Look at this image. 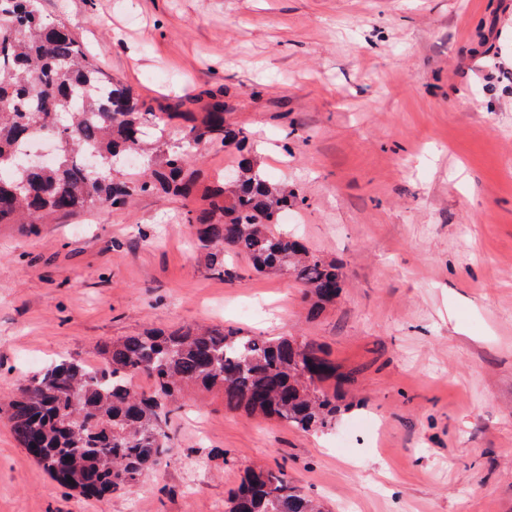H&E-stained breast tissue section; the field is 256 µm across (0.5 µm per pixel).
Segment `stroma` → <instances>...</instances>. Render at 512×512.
Segmentation results:
<instances>
[{"instance_id":"35a3bbf8","label":"stroma","mask_w":512,"mask_h":512,"mask_svg":"<svg viewBox=\"0 0 512 512\" xmlns=\"http://www.w3.org/2000/svg\"><path fill=\"white\" fill-rule=\"evenodd\" d=\"M172 133L213 98L264 175L301 199L280 227L336 262L317 315L291 276L182 220L234 151L201 143L199 196L29 230L0 225V512H222L246 467L323 512H512V0H39ZM198 324L301 336L335 364L334 425L304 432L185 389L147 495L88 500L7 420L21 379L113 340Z\"/></svg>"}]
</instances>
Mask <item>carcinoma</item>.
Here are the masks:
<instances>
[{"label":"carcinoma","instance_id":"1","mask_svg":"<svg viewBox=\"0 0 512 512\" xmlns=\"http://www.w3.org/2000/svg\"><path fill=\"white\" fill-rule=\"evenodd\" d=\"M38 0H0V224H46L56 216L121 208L160 189L188 198L195 186L193 148L219 143L238 151L234 182L219 177L208 207L184 220L211 248L210 269L224 274L225 255L246 257L259 272L291 274L313 298L314 314L334 302L342 275L336 264L306 252L286 232L281 213L298 203L268 181L247 149L243 128L224 119L217 100L183 145L166 139L171 113L138 103L114 82L76 37L68 21L37 8ZM53 131L55 162L27 166L22 157L38 136ZM152 164L138 172L114 166L134 153ZM92 368L69 359L26 378L8 421L27 454L66 488L100 499L133 491L166 451L163 426L184 388L201 384L224 395V408L276 419L309 432L336 418L340 395L324 383L336 367L304 339L250 336L235 329H148L112 342ZM152 379L149 391L132 385ZM224 512H317L288 475L247 469Z\"/></svg>","mask_w":512,"mask_h":512}]
</instances>
